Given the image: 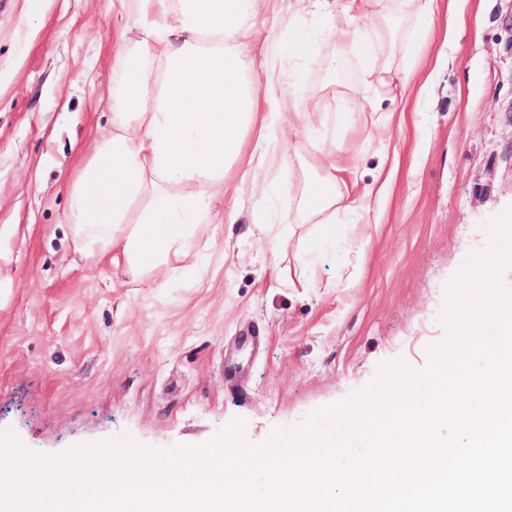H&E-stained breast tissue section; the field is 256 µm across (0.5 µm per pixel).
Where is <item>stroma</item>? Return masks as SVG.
I'll list each match as a JSON object with an SVG mask.
<instances>
[{"label": "stroma", "mask_w": 512, "mask_h": 512, "mask_svg": "<svg viewBox=\"0 0 512 512\" xmlns=\"http://www.w3.org/2000/svg\"><path fill=\"white\" fill-rule=\"evenodd\" d=\"M292 3L269 0L246 51L268 56L292 27L309 35L310 58L276 65L297 72L300 108L351 160L364 209L289 221L302 176L274 179L257 153L255 179L224 198L228 220L196 228L194 262L139 278L79 252L67 222L71 175L111 118L118 0H0V428L27 449L125 433L194 445L236 417L260 443L383 361L423 369L445 338L448 283L512 206V0H461L454 23L448 0L431 22L380 0L379 25L415 36L390 58L364 50L349 14ZM388 59L392 79L429 71V85L393 98L368 87ZM340 96L355 113L336 134Z\"/></svg>", "instance_id": "stroma-1"}]
</instances>
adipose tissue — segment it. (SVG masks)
<instances>
[{
  "label": "adipose tissue",
  "mask_w": 512,
  "mask_h": 512,
  "mask_svg": "<svg viewBox=\"0 0 512 512\" xmlns=\"http://www.w3.org/2000/svg\"><path fill=\"white\" fill-rule=\"evenodd\" d=\"M112 66V122L71 178L68 219L88 251L115 250L116 261L144 274L174 273L195 258L191 238L218 220L215 202L227 176L245 165L248 138L277 146L278 172H293L281 110L306 125L294 96L261 99L281 72L245 58L239 38L268 0H121ZM378 0H349L346 12L377 50L401 39L373 19ZM296 213L317 224L359 209L344 172L349 166L313 144Z\"/></svg>",
  "instance_id": "adipose-tissue-1"
}]
</instances>
